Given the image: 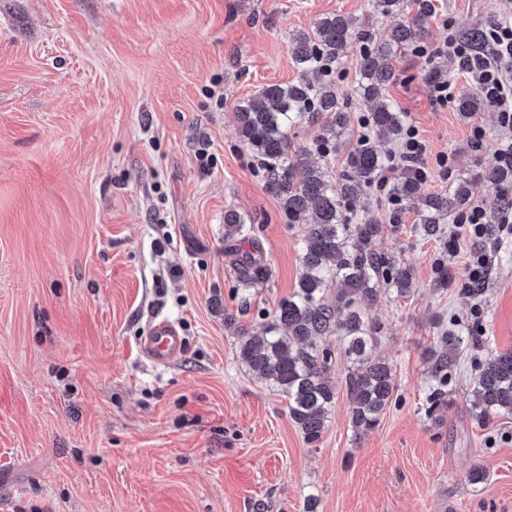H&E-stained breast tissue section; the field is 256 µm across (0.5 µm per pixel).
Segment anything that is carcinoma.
<instances>
[{
	"label": "carcinoma",
	"mask_w": 512,
	"mask_h": 512,
	"mask_svg": "<svg viewBox=\"0 0 512 512\" xmlns=\"http://www.w3.org/2000/svg\"><path fill=\"white\" fill-rule=\"evenodd\" d=\"M408 9L406 0H370V12L361 18L344 14L319 18L311 33H299L289 43L300 79L263 87L237 105L243 144L258 159L267 188L288 223L301 225L302 273L295 291L279 302L260 332L237 327L236 357L286 398L288 416L309 445L322 438L336 403L335 386L327 378L331 356L324 347L327 337L336 334L343 341L342 354L349 363L345 383L356 430L364 433L378 425L395 390L392 366L375 355L382 326L362 305L384 294L398 298L411 294L412 273L394 255L376 248L383 230L378 219L355 215L348 206L376 181L387 163L384 145L400 140L405 129L404 112L387 91L399 77L402 57L425 39L431 14L421 2L415 12ZM404 11L407 16L387 37H373V15ZM352 48L359 55L358 93L367 107L371 135L359 140L351 153L350 172L334 180L324 154L344 131L347 115L322 64L337 62ZM458 108L470 114L483 111L486 104L477 96L464 95ZM302 117L322 123L323 135L314 151L293 145L288 136V128ZM475 178L492 189L491 214L509 204L499 188L512 182L511 160L482 169ZM419 183L420 178L407 168L391 193L418 213L422 235L437 238L444 216L467 203L471 179L460 178L448 192L430 196L419 193ZM243 229L237 214H224V242L237 241ZM231 255L243 285L269 279L270 269L257 241L249 250L232 248ZM465 341L447 332L427 349L433 380L424 405L429 417L448 405V364ZM470 412L485 425L512 417V349L496 351L479 364Z\"/></svg>",
	"instance_id": "carcinoma-1"
}]
</instances>
